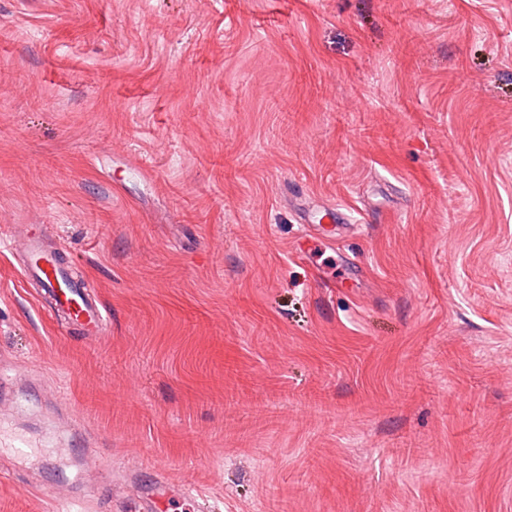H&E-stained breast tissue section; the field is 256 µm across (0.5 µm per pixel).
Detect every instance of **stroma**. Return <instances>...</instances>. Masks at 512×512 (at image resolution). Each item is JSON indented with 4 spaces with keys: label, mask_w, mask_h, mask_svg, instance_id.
I'll list each match as a JSON object with an SVG mask.
<instances>
[{
    "label": "stroma",
    "mask_w": 512,
    "mask_h": 512,
    "mask_svg": "<svg viewBox=\"0 0 512 512\" xmlns=\"http://www.w3.org/2000/svg\"><path fill=\"white\" fill-rule=\"evenodd\" d=\"M0 512L93 443L209 512H512V0H0ZM43 234L42 224H30L25 232L17 236V241L12 236L6 246L25 257L26 275L37 282L40 292L50 297L54 309L62 312L71 326L87 338L98 336L107 323L105 307L85 294L82 287L71 279L56 252L42 245Z\"/></svg>",
    "instance_id": "35a3bbf8"
}]
</instances>
